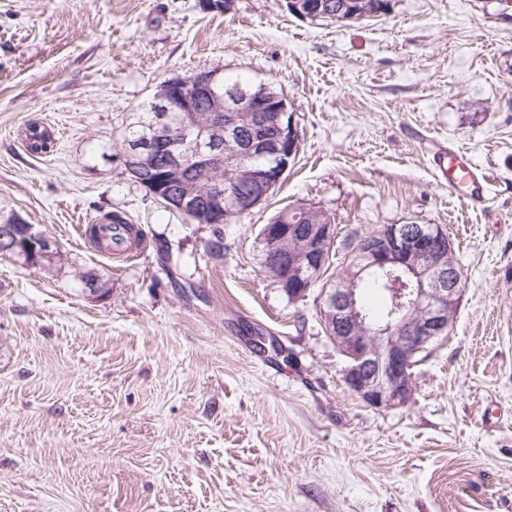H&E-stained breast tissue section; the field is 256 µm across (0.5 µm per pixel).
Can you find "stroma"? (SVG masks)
<instances>
[{"label":"stroma","mask_w":512,"mask_h":512,"mask_svg":"<svg viewBox=\"0 0 512 512\" xmlns=\"http://www.w3.org/2000/svg\"><path fill=\"white\" fill-rule=\"evenodd\" d=\"M209 70L272 83L300 135L217 257L209 225L113 157L161 83ZM33 124L48 153L28 151ZM456 150L490 177L481 202L448 190ZM302 203L342 238H452L469 286L408 403L354 395L316 294L262 271L263 225ZM109 211L137 231L130 254L84 236ZM12 214L61 259L0 257V512H512V0H391L344 23L286 0H0Z\"/></svg>","instance_id":"obj_1"}]
</instances>
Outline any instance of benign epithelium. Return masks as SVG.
I'll use <instances>...</instances> for the list:
<instances>
[{"label": "benign epithelium", "instance_id": "obj_1", "mask_svg": "<svg viewBox=\"0 0 512 512\" xmlns=\"http://www.w3.org/2000/svg\"><path fill=\"white\" fill-rule=\"evenodd\" d=\"M294 14L308 18L313 0H287ZM208 115L199 116V100ZM155 100L163 112L158 124L146 133L144 145L118 154L122 166L132 174L144 167L163 165L170 191L165 204L193 216L203 224H222L259 206L279 184L299 149L295 120L288 116V100L274 95L265 85L248 89L224 86L216 71H200L193 77L174 78L162 84ZM254 130L250 151L263 154V167L239 165L237 180L253 186L248 197H239L234 186L221 183L214 174L227 164L222 148L234 144L242 124ZM177 128L192 137L194 161L189 162L169 143ZM209 193L210 207L196 208L201 188ZM336 239V225L316 224L311 229L295 224H266L259 242L264 254L282 269V285L290 299L305 298L320 282L317 274L325 266L326 250ZM355 257L351 272L320 289L319 316L326 334L347 358V387L373 408H391L407 402L412 393L409 370L415 357L447 334L450 316L457 312L464 293L448 238L436 224H385L350 242ZM0 254H21L35 265L59 258L54 242L33 224L22 235L10 225L0 226ZM394 272L413 278L412 298L406 304L387 307L372 317L361 295V283L370 275Z\"/></svg>", "mask_w": 512, "mask_h": 512}]
</instances>
